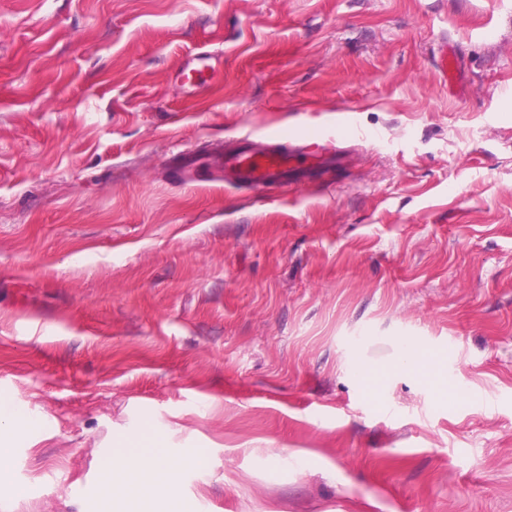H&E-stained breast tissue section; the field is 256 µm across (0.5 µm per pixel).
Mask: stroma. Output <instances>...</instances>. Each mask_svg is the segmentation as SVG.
<instances>
[{"label": "stroma", "instance_id": "35a3bbf8", "mask_svg": "<svg viewBox=\"0 0 512 512\" xmlns=\"http://www.w3.org/2000/svg\"><path fill=\"white\" fill-rule=\"evenodd\" d=\"M353 104L354 177L225 186L212 143ZM452 338L446 381L396 362ZM10 398L0 512H100L99 458L153 435L208 453L197 512H512V0H0ZM224 56L222 50L203 44L175 71L174 80L185 96H195L215 80ZM28 415L20 401L9 400L0 402V486L9 484L11 471V441L28 423Z\"/></svg>", "mask_w": 512, "mask_h": 512}]
</instances>
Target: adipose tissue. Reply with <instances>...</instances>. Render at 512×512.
<instances>
[{
    "instance_id": "adipose-tissue-1",
    "label": "adipose tissue",
    "mask_w": 512,
    "mask_h": 512,
    "mask_svg": "<svg viewBox=\"0 0 512 512\" xmlns=\"http://www.w3.org/2000/svg\"><path fill=\"white\" fill-rule=\"evenodd\" d=\"M28 423L22 402H0V486H7L11 471V441ZM209 465L206 452L183 449L172 460L160 437L147 447L118 450L99 462L98 488L107 512H196V503L176 494L181 470H203Z\"/></svg>"
}]
</instances>
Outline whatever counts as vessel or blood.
<instances>
[{"instance_id":"obj_1","label":"vessel or blood","mask_w":512,"mask_h":512,"mask_svg":"<svg viewBox=\"0 0 512 512\" xmlns=\"http://www.w3.org/2000/svg\"><path fill=\"white\" fill-rule=\"evenodd\" d=\"M222 50L203 44L175 71L184 95L192 97L215 80ZM217 151L224 160V184L280 199L300 195L311 184L337 185L345 174L350 148L336 141L332 150L277 132H247L225 137Z\"/></svg>"}]
</instances>
